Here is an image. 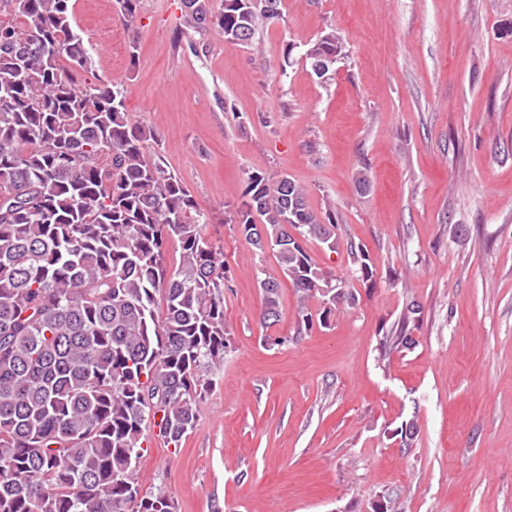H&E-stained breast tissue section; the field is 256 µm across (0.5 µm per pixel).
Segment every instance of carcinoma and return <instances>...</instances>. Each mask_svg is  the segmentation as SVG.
Here are the masks:
<instances>
[{
	"mask_svg": "<svg viewBox=\"0 0 512 512\" xmlns=\"http://www.w3.org/2000/svg\"><path fill=\"white\" fill-rule=\"evenodd\" d=\"M141 0H116L127 26ZM282 0H182L186 26L240 46L278 20ZM0 512H176L144 493L135 471L150 421L178 447L224 366V249L213 215L134 125L124 86L93 80L92 48L71 0H0ZM342 55L330 31L305 58L324 77ZM225 223L259 255L272 252L299 297L298 325L358 305L347 280L306 243L338 249L335 217L310 208L284 175L248 174ZM179 262L169 268L171 246ZM346 252L357 280L369 256ZM261 319L281 315L280 282L258 279Z\"/></svg>",
	"mask_w": 512,
	"mask_h": 512,
	"instance_id": "obj_1",
	"label": "carcinoma"
}]
</instances>
